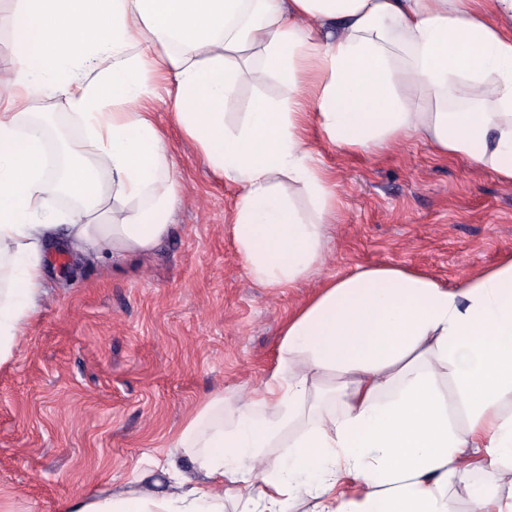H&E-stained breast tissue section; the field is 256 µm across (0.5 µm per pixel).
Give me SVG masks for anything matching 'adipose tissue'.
<instances>
[{"mask_svg":"<svg viewBox=\"0 0 512 512\" xmlns=\"http://www.w3.org/2000/svg\"><path fill=\"white\" fill-rule=\"evenodd\" d=\"M0 73V364L41 310L46 256L125 260L169 235L179 179L157 121L236 184V254L263 288L312 277L336 221L310 126L349 151L416 137L512 183V0H17ZM287 94L228 121L242 78ZM466 86L470 103L453 108ZM63 100L81 131L48 168ZM311 202L295 206L288 186ZM72 205L49 218L52 201ZM208 399L160 462L165 483L58 512H512V256L448 287L398 265L325 280L288 316L257 395ZM277 456H270V449Z\"/></svg>","mask_w":512,"mask_h":512,"instance_id":"1","label":"adipose tissue"}]
</instances>
